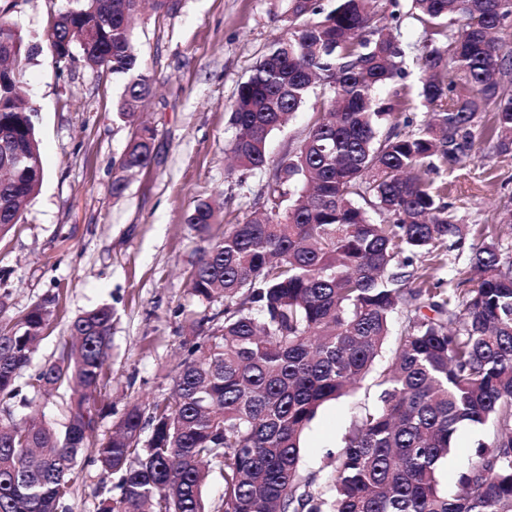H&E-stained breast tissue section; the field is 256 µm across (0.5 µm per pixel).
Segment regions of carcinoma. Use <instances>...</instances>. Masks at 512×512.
<instances>
[{
  "instance_id": "carcinoma-1",
  "label": "carcinoma",
  "mask_w": 512,
  "mask_h": 512,
  "mask_svg": "<svg viewBox=\"0 0 512 512\" xmlns=\"http://www.w3.org/2000/svg\"><path fill=\"white\" fill-rule=\"evenodd\" d=\"M142 0H79L54 18L47 42L78 46L92 65L126 78L117 105L135 114L153 78L132 39ZM375 0H290L273 40L231 105L238 167L268 164L270 135L324 89L317 118L288 162L262 188L251 218L224 225L190 271L193 296L224 301V321L185 342L170 395L128 407L94 448L99 482L118 477L120 497L100 512H512V257L497 227L472 247L474 288L442 287L437 270L461 249L470 226L444 202L445 164L476 154L475 128L492 113L496 149L512 152V56L493 33L512 22V0H411L424 25L413 44L426 73L418 97L432 108L412 128L398 117L407 52L394 35L399 0L380 16ZM0 7V133L35 162L0 171V238L44 179L36 109L18 82L29 50ZM144 127L119 161L147 167ZM385 216L381 223L369 215ZM218 208L201 200L185 223L208 235ZM59 295L0 320V412L27 403L31 388L72 391L57 433L36 415L0 420V512H72L71 466L95 429L94 402L111 351L112 310L71 323L72 342L23 378ZM401 313L394 360L376 379L377 401L358 411L336 457L332 486L316 492L298 472L301 438L327 402L372 370L391 317ZM479 425L487 440L455 488L441 467L457 429ZM150 428L140 446L144 428ZM224 481L220 510L204 497L210 472Z\"/></svg>"
}]
</instances>
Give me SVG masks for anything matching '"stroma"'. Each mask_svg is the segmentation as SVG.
<instances>
[{
    "label": "stroma",
    "mask_w": 512,
    "mask_h": 512,
    "mask_svg": "<svg viewBox=\"0 0 512 512\" xmlns=\"http://www.w3.org/2000/svg\"><path fill=\"white\" fill-rule=\"evenodd\" d=\"M68 0H24L11 15L33 51L22 66L24 90L38 110L36 130L45 178L13 230L0 239V294L9 314L25 313L50 294L59 305L34 355L33 367L57 356L81 313L112 310L110 374L97 397L96 438H104L134 402L167 397L173 371L189 336L187 320L198 313L224 320V303H201L190 292L189 272L225 223L245 221L270 167L286 161L321 108L307 105L268 143V166L241 171L231 165L237 130L229 105L238 85L284 29L289 0H180L177 10H145L133 25V42L154 79V93L139 119L155 131L153 159L140 171L121 174L118 162L134 126L116 112L122 80L90 68L74 50L59 69L47 45L53 19ZM484 139L465 168H441L448 201L461 223L498 224L499 243L512 253V224L498 216L512 210V153ZM127 187L113 196L116 177ZM201 200L224 205L222 221L200 237L185 216ZM369 385L324 405L301 440L299 472L327 488L346 429L360 406L373 403ZM482 429L461 426L442 481L454 486L475 458ZM92 449L76 459L70 499L73 512H99L116 499L115 484L100 486Z\"/></svg>",
    "instance_id": "obj_1"
}]
</instances>
